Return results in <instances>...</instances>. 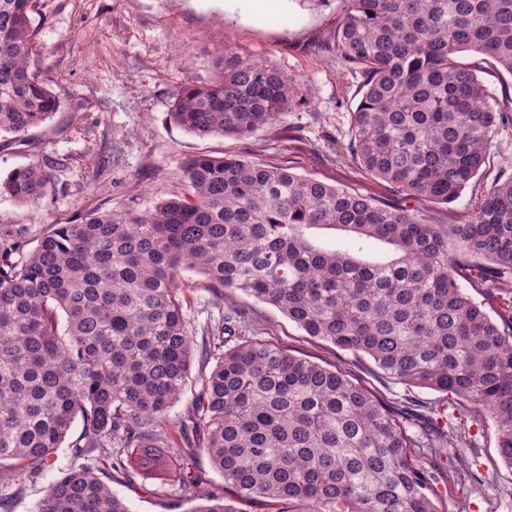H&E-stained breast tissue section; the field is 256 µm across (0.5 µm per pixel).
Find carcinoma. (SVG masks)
Listing matches in <instances>:
<instances>
[{"label": "carcinoma", "instance_id": "carcinoma-1", "mask_svg": "<svg viewBox=\"0 0 512 512\" xmlns=\"http://www.w3.org/2000/svg\"><path fill=\"white\" fill-rule=\"evenodd\" d=\"M37 0H0V132L49 119L59 97L34 71ZM336 56L362 78L347 149L365 174L435 204L458 200L488 162L504 112L464 51L512 75V0H345ZM220 74L188 81L169 119L198 136L247 137L305 101L308 80L237 53ZM187 191L147 213L92 212L57 224L20 261L0 243V509L57 450L80 464L49 485L38 512H129L112 483L168 463L167 410L179 400L196 336L182 272L277 308L305 333L406 385L453 395L490 419L512 468V322L468 288H512V177L465 222L424 224L288 168L194 155ZM50 171L14 169L0 194L32 204ZM333 225L353 241L312 244ZM385 244L395 257L357 253ZM228 316L204 338L179 454L191 512H440L444 448H468L453 423L409 399L385 402L349 375L239 336ZM82 430L67 442L73 423ZM420 449L412 459L409 449ZM200 453L224 493L199 494Z\"/></svg>", "mask_w": 512, "mask_h": 512}]
</instances>
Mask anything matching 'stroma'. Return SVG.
<instances>
[{"mask_svg": "<svg viewBox=\"0 0 512 512\" xmlns=\"http://www.w3.org/2000/svg\"><path fill=\"white\" fill-rule=\"evenodd\" d=\"M344 0H283L274 11L224 0H39L35 67L60 99L53 118L21 136L0 134V182L17 167L53 163L39 203L22 205L0 194V241L32 250L55 224H70L98 209L143 213L181 194L188 156L236 155L397 204L427 224L462 223L473 200L499 177L512 175V127L498 131L490 159L460 199L439 205L391 194L366 175L347 151L351 113L361 94L359 76L342 72L333 36ZM270 60L307 78V102L280 123L246 138L199 137L172 124L173 95L185 81L213 80L225 44ZM184 313L197 336L222 316L244 312L250 335L293 355L345 370L386 400L410 398L425 406L451 405L455 423L470 436L467 448L448 451V463H468L472 474L454 479L441 512H512V468L501 462L491 420L461 400L388 378L372 360L305 336L275 307L240 291L217 295L208 278L183 273ZM74 463L58 449L51 467L26 483L10 512H37L45 491ZM178 460L165 472L113 483L130 512H191L177 479Z\"/></svg>", "mask_w": 512, "mask_h": 512, "instance_id": "1", "label": "stroma"}]
</instances>
